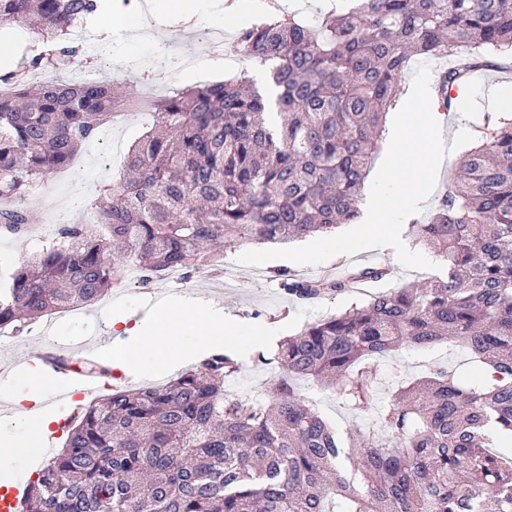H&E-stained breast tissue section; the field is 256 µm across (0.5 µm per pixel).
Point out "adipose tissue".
I'll return each mask as SVG.
<instances>
[{
	"label": "adipose tissue",
	"instance_id": "adipose-tissue-1",
	"mask_svg": "<svg viewBox=\"0 0 512 512\" xmlns=\"http://www.w3.org/2000/svg\"><path fill=\"white\" fill-rule=\"evenodd\" d=\"M133 336L132 345L112 354V365L129 373L136 369L163 370L183 362L190 354L237 342L239 325L226 317L222 307L201 298L184 299L162 307L152 328L129 326L128 318L116 316ZM48 422L42 417L16 413L0 418V465L10 464L38 447Z\"/></svg>",
	"mask_w": 512,
	"mask_h": 512
}]
</instances>
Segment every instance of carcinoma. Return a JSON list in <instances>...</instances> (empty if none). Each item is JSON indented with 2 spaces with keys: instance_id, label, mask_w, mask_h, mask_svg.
Here are the masks:
<instances>
[{
  "instance_id": "obj_1",
  "label": "carcinoma",
  "mask_w": 512,
  "mask_h": 512,
  "mask_svg": "<svg viewBox=\"0 0 512 512\" xmlns=\"http://www.w3.org/2000/svg\"><path fill=\"white\" fill-rule=\"evenodd\" d=\"M104 0H0V22L25 27L52 76L27 86L0 76V234L29 232L30 183L67 166L131 98L96 79L58 75L76 52L71 31ZM436 96L512 48V0H357L319 27L294 14L244 25L236 49L267 68L275 101L244 75L176 92L128 153L123 178L84 224L58 236L0 281V329L28 333L57 310L94 304L124 282L134 256L142 281L172 267L185 277L224 259V247L288 242L359 217L358 201L385 117L412 57L454 56ZM412 233L446 274L372 296L308 323L278 344L281 370L267 402L231 395L232 350H212L163 386H114L68 420L62 448L27 487L21 512H512V456L485 430L512 435V119L487 132L430 222ZM353 274L377 282L385 266ZM272 278L288 298L352 293L342 278ZM459 347L481 362L465 377L439 367L384 406L379 360L399 350ZM299 379L334 388L375 424L342 440L301 394ZM348 461L350 469L342 466Z\"/></svg>"
}]
</instances>
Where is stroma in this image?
Listing matches in <instances>:
<instances>
[{
    "label": "stroma",
    "mask_w": 512,
    "mask_h": 512,
    "mask_svg": "<svg viewBox=\"0 0 512 512\" xmlns=\"http://www.w3.org/2000/svg\"><path fill=\"white\" fill-rule=\"evenodd\" d=\"M150 15L154 24L157 43L149 46L142 41L136 27L122 23L121 13L112 15V39L103 41L98 31L76 41V53L71 57L64 73L66 79L80 80L84 74L97 73L99 77L117 80L128 89L132 98L139 101L140 109L125 113L117 125H104L97 139L86 143L71 164L48 179L34 182L24 201L33 224H73L86 215L85 207L93 203L106 186L119 181L123 174L126 152L139 139L150 123L148 103L175 88L192 87L201 83L218 81L239 74H246L266 95H273L274 85L268 71L255 63L238 65L225 60L215 63L200 33L221 26L222 19L210 7V0H194L196 24L185 26L165 10L160 0H149ZM177 40L180 44L181 62H174L161 47L162 41ZM495 69L473 74L466 85V95L456 102L450 120L441 127L445 143H452L460 130H472L479 125L485 113L500 109V95L504 87L512 88V79L500 81L501 69L512 70V52L493 55ZM118 142L120 149L111 156H104V139ZM243 244L226 247L224 264L232 273L220 276L216 272L196 274L188 280L161 279L144 287L127 286L112 290L108 298L96 305L81 309L76 320L61 321L43 328L35 324L30 333L0 344V360L7 364L0 372V417L11 415L14 395L25 384L30 371L22 358L33 350L50 347L58 354L71 355L78 346L100 341L111 335L112 314L129 306L136 315L149 319L150 312L161 302L187 294L209 297L223 306L226 314L233 316L242 328V339L235 344L241 369L227 380L229 393L251 392L253 397L271 396L280 377V370L272 357L280 341L298 333L308 322L338 315L352 304L367 301L369 295L386 292L408 283H424L430 277L427 269L408 270L397 265L390 248L364 250L353 255L332 257L323 265L308 266L288 263L287 268L300 277L309 278L324 269L344 273L357 266L386 264L391 268L388 279L372 283L363 294H339L326 297L309 305L286 297L268 277V266L237 264L236 259L246 252ZM467 364L470 373H477L479 366L459 349L442 348L432 352L399 351L381 361L382 380L376 392L378 404L390 402L397 390L422 376L430 367L452 368ZM303 393L311 398L321 414L336 428L339 435H346L359 420L337 399L332 389L301 382Z\"/></svg>",
    "instance_id": "obj_1"
}]
</instances>
